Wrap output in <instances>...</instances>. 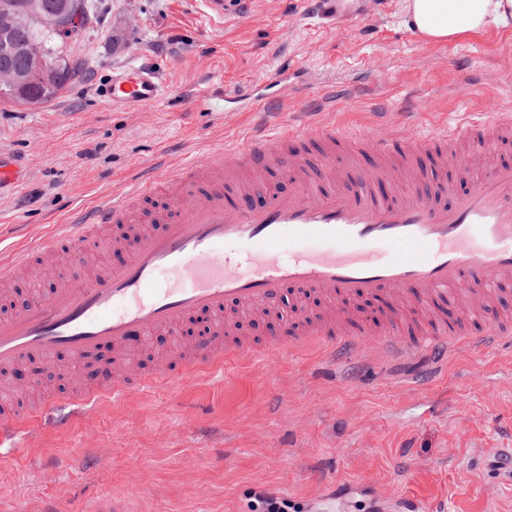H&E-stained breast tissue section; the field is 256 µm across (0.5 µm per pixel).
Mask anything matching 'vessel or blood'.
<instances>
[{
  "instance_id": "1",
  "label": "vessel or blood",
  "mask_w": 512,
  "mask_h": 512,
  "mask_svg": "<svg viewBox=\"0 0 512 512\" xmlns=\"http://www.w3.org/2000/svg\"><path fill=\"white\" fill-rule=\"evenodd\" d=\"M163 84L152 67L133 65L113 74L102 99L112 108L156 104ZM512 136V118L468 120L427 134L388 127L359 138L333 124L299 131L283 126L259 133L235 149H214L207 159L186 156L163 177L146 171L122 194L77 212L60 234L44 237L0 264V288L39 255L91 245L99 228L124 226L120 244L129 251L118 268L64 282L27 309L0 315V370L31 363L53 370L60 359L79 366L100 350L111 356L94 381L78 386L74 401L120 399L133 390L172 384L184 377H218L230 360L318 347L323 361L337 354L448 355L462 346L512 335V325L492 323L493 291L512 283V167L489 168L469 192L459 193L446 175L449 159L469 162L458 145L488 144ZM327 147V159L305 167L311 144ZM364 153L372 165L341 174L340 154ZM430 155L433 170L413 167ZM287 158L292 187L262 199H230L225 179L246 168L263 186L275 157ZM413 181L400 197L376 193L377 182ZM152 205L158 231L132 230L133 209ZM315 293L344 303L361 298L407 296L461 306L454 328L430 321L404 332L397 316L378 327L347 332L311 325L262 342L224 326V309L235 305L266 313L289 294ZM213 315L204 335L181 340L175 362L148 371L125 368L123 357L159 331L177 332L188 316ZM487 320L489 328L475 325Z\"/></svg>"
}]
</instances>
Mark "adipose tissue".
I'll use <instances>...</instances> for the list:
<instances>
[{
	"label": "adipose tissue",
	"mask_w": 512,
	"mask_h": 512,
	"mask_svg": "<svg viewBox=\"0 0 512 512\" xmlns=\"http://www.w3.org/2000/svg\"><path fill=\"white\" fill-rule=\"evenodd\" d=\"M405 10L414 33L429 42L512 21V0H405Z\"/></svg>",
	"instance_id": "adipose-tissue-1"
}]
</instances>
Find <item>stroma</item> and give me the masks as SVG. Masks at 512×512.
<instances>
[{
    "label": "stroma",
    "mask_w": 512,
    "mask_h": 512,
    "mask_svg": "<svg viewBox=\"0 0 512 512\" xmlns=\"http://www.w3.org/2000/svg\"><path fill=\"white\" fill-rule=\"evenodd\" d=\"M96 17L68 41L84 76L53 101L0 98V262L62 228L77 210L124 190L162 157L205 156L245 140L258 117L251 85L273 104L268 124L333 121L362 134L384 124L428 133L487 118V101L512 113V23L431 43L408 27L404 0H242L223 18L201 0H95ZM151 63L166 93L155 105L111 109L99 97L113 70ZM329 95L321 112L311 100ZM115 229L77 256L23 272L7 310L64 280L122 265ZM280 306L239 317L240 335L289 329ZM59 404L22 425L0 461V512H256L276 496L316 512L334 486L340 512H378L402 495L439 512H512V339L430 355L321 363L317 350L224 367L222 380L103 399H67L76 377L41 376ZM67 497H60V489Z\"/></svg>",
    "instance_id": "35a3bbf8"
}]
</instances>
